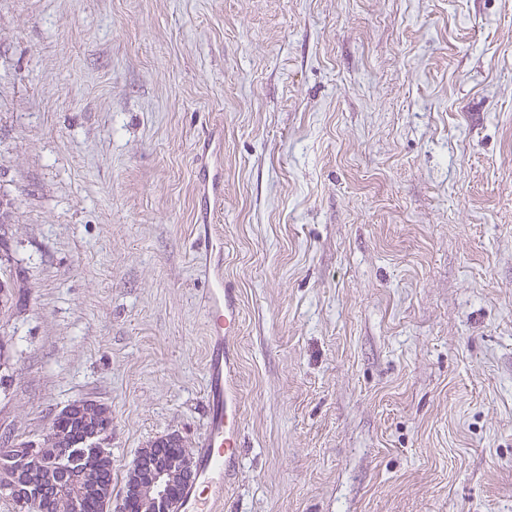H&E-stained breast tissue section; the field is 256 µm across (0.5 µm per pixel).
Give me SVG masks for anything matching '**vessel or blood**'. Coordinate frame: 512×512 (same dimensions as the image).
<instances>
[{
  "mask_svg": "<svg viewBox=\"0 0 512 512\" xmlns=\"http://www.w3.org/2000/svg\"><path fill=\"white\" fill-rule=\"evenodd\" d=\"M200 193L209 207L224 200L221 141L209 140L204 148ZM206 249L213 264L206 274L210 284L206 317L214 344L208 367L206 398L209 423L196 456L197 476L184 491L175 512H219L224 501L225 479L238 465L240 448V398L237 388V354L230 340L239 325V299L224 280V240L212 236Z\"/></svg>",
  "mask_w": 512,
  "mask_h": 512,
  "instance_id": "obj_1",
  "label": "vessel or blood"
}]
</instances>
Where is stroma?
I'll use <instances>...</instances> for the list:
<instances>
[{"instance_id": "35a3bbf8", "label": "stroma", "mask_w": 512, "mask_h": 512, "mask_svg": "<svg viewBox=\"0 0 512 512\" xmlns=\"http://www.w3.org/2000/svg\"><path fill=\"white\" fill-rule=\"evenodd\" d=\"M212 137L223 512H512V0H0V434L107 404L117 496L147 442L195 448ZM222 143L213 137L205 148L202 156L205 155L203 163V177L200 183V193L208 203V207L216 208L224 201V172L221 163ZM210 157V161L208 159ZM11 213L10 200L0 196V394L4 398L11 386L8 374L10 357L5 353V337L10 336L9 314L18 308L21 291L25 288L17 271L14 244L17 242L18 229L11 220Z\"/></svg>"}]
</instances>
